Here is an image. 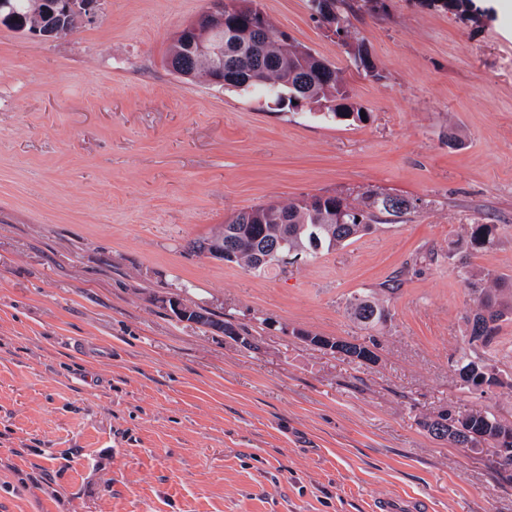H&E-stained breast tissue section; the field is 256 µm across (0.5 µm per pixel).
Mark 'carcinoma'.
Listing matches in <instances>:
<instances>
[{"label": "carcinoma", "mask_w": 512, "mask_h": 512, "mask_svg": "<svg viewBox=\"0 0 512 512\" xmlns=\"http://www.w3.org/2000/svg\"><path fill=\"white\" fill-rule=\"evenodd\" d=\"M336 14L345 23V35L352 33V18L363 11L385 9L383 0H332ZM455 15H487L489 10L476 0H422ZM237 9L224 10V87L258 92L275 108L299 110L316 107L321 116L338 122H361V108L351 102L343 71L320 58L307 46L276 31L259 0H236ZM192 35L187 26L174 38L170 48L171 65L183 60L186 41ZM416 210L410 200L368 190L361 201L352 205L336 195L315 196L288 202H269L236 213L224 228L238 233L239 249L226 262L243 269L255 268V255L264 253L269 241L288 235L283 256L305 255L311 259L323 252L345 247L370 232L381 217L402 219ZM497 226L472 224L467 235L456 243L459 250L487 253L496 244ZM470 286L473 306L463 317L464 344L453 367L461 387L472 390L479 382H492L487 373V353L498 335L501 324L512 320V280L491 270L475 273L466 266L459 270ZM346 309L366 329L382 326L391 319L386 301L378 292L360 291L351 296ZM337 350L351 362H365L364 349L377 346L375 339L354 343L336 339ZM376 362V359L369 360ZM437 418L447 422L443 429L429 416L420 425L435 439H443L458 448H492L500 416L493 411L475 409L462 412L444 408Z\"/></svg>", "instance_id": "obj_1"}]
</instances>
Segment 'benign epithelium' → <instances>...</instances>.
<instances>
[{"instance_id":"obj_1","label":"benign epithelium","mask_w":512,"mask_h":512,"mask_svg":"<svg viewBox=\"0 0 512 512\" xmlns=\"http://www.w3.org/2000/svg\"><path fill=\"white\" fill-rule=\"evenodd\" d=\"M99 5L100 0H43L40 22L29 28L15 20L17 12L12 0H0V21L38 39L54 41L70 35L84 21L94 18ZM313 6V14L321 20L326 33L333 38L337 37L336 30L343 29V25L336 24V18L330 13L327 2L314 0ZM207 17L214 18L216 23L203 28L195 26L192 50L197 57L208 60L216 71L221 72L224 70V0H209V7L199 19ZM206 254L224 260V231L210 238ZM170 306L180 320L194 324L198 322L201 308L180 298L171 300Z\"/></svg>"}]
</instances>
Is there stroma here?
<instances>
[{"label": "stroma", "mask_w": 512, "mask_h": 512, "mask_svg": "<svg viewBox=\"0 0 512 512\" xmlns=\"http://www.w3.org/2000/svg\"><path fill=\"white\" fill-rule=\"evenodd\" d=\"M208 0H102L44 42L0 24V512H512V477L433 439L448 406L512 420V387L461 390L469 287L512 278V12L423 0L360 14L358 72L307 0H260L343 71L368 119L293 117L167 63ZM375 189L415 201L352 244L263 274L192 252L237 211ZM498 227L484 254L456 250ZM378 360L348 298L394 276ZM182 298L232 321H179ZM429 6L455 15L466 16L471 13L489 15V10L477 4L475 0H423ZM496 238V225L472 224L467 235L456 243V249L470 253H487L495 246ZM305 332H300L299 336L300 339L304 340L305 342L319 347L321 349L338 353L336 352V346L337 350L341 353H344V356L347 360L350 362H364L369 361L370 363H376L378 360V356L374 355L373 359H367L364 355V348H368L370 345L374 348H377V343H375V339L372 338V336H368V341L366 338H364V342L361 343H354L342 338H334L335 340L330 336H302V334ZM370 343V344H367ZM335 345V346H334Z\"/></svg>", "instance_id": "stroma-1"}]
</instances>
